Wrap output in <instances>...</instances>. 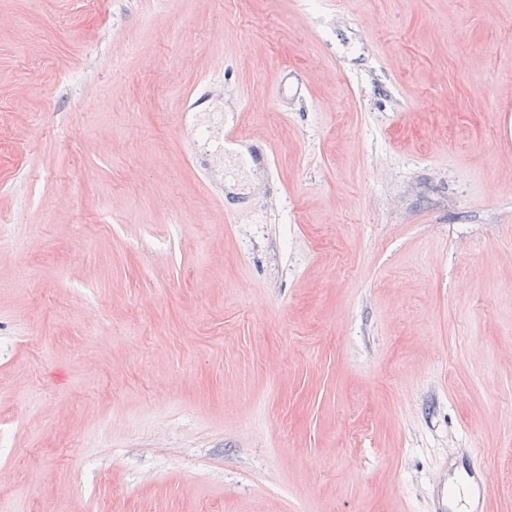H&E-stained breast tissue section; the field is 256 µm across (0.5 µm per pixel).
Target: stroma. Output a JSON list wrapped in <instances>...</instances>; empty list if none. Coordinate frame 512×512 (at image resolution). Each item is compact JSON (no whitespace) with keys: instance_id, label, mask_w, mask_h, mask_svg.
I'll return each instance as SVG.
<instances>
[{"instance_id":"obj_1","label":"stroma","mask_w":512,"mask_h":512,"mask_svg":"<svg viewBox=\"0 0 512 512\" xmlns=\"http://www.w3.org/2000/svg\"><path fill=\"white\" fill-rule=\"evenodd\" d=\"M0 229V512H512V0H0Z\"/></svg>"}]
</instances>
